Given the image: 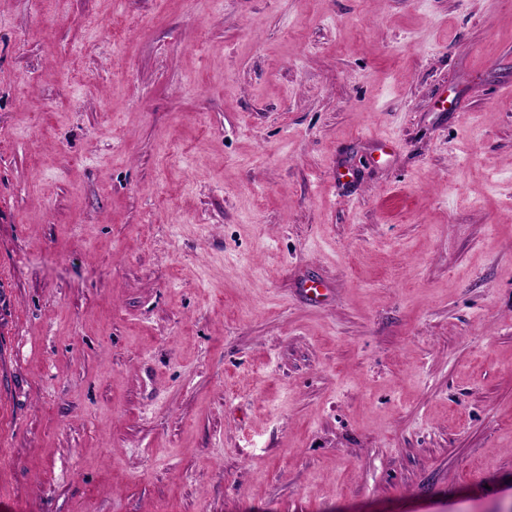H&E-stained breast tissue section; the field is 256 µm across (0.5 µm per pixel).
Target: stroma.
<instances>
[{
  "label": "stroma",
  "mask_w": 512,
  "mask_h": 512,
  "mask_svg": "<svg viewBox=\"0 0 512 512\" xmlns=\"http://www.w3.org/2000/svg\"><path fill=\"white\" fill-rule=\"evenodd\" d=\"M0 512H512V0H0Z\"/></svg>",
  "instance_id": "obj_1"
}]
</instances>
